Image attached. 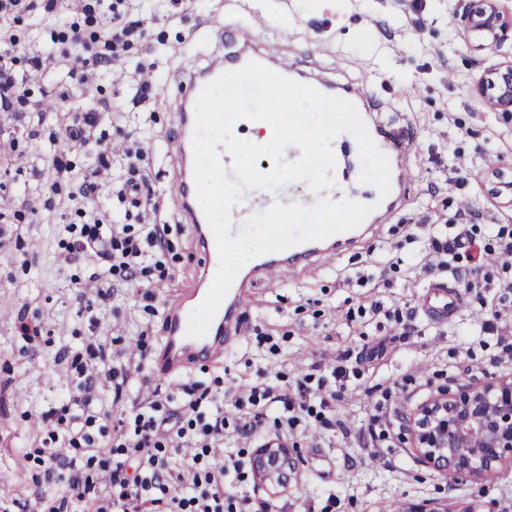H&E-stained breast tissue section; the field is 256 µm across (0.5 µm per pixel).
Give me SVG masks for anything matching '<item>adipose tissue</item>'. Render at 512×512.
Segmentation results:
<instances>
[{"label": "adipose tissue", "instance_id": "obj_1", "mask_svg": "<svg viewBox=\"0 0 512 512\" xmlns=\"http://www.w3.org/2000/svg\"><path fill=\"white\" fill-rule=\"evenodd\" d=\"M227 91L236 98L261 100L270 113L275 134L253 138L254 146L262 150L272 146L281 148L293 141L306 144L314 139H330L338 126L349 122L335 104L323 103L318 105L316 111L310 112L298 106L295 95L285 90H271L257 78L228 86Z\"/></svg>", "mask_w": 512, "mask_h": 512}]
</instances>
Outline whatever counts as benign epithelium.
Returning a JSON list of instances; mask_svg holds the SVG:
<instances>
[{
	"label": "benign epithelium",
	"mask_w": 512,
	"mask_h": 512,
	"mask_svg": "<svg viewBox=\"0 0 512 512\" xmlns=\"http://www.w3.org/2000/svg\"><path fill=\"white\" fill-rule=\"evenodd\" d=\"M456 17L458 33L469 39L512 43V11L504 12L501 0H473ZM480 91L494 110L512 112V61ZM401 420L424 463L443 475L481 478L512 464V379L459 383ZM251 466L260 483L277 488L288 484L299 461L287 445L268 444L256 449Z\"/></svg>",
	"instance_id": "benign-epithelium-1"
}]
</instances>
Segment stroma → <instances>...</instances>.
I'll use <instances>...</instances> for the list:
<instances>
[{
	"instance_id": "stroma-1",
	"label": "stroma",
	"mask_w": 512,
	"mask_h": 512,
	"mask_svg": "<svg viewBox=\"0 0 512 512\" xmlns=\"http://www.w3.org/2000/svg\"><path fill=\"white\" fill-rule=\"evenodd\" d=\"M458 0H135L142 23L125 62L113 68L97 43L85 56L97 89L85 96L67 66L29 80L25 55L73 26L93 28L70 13V0H57V18L34 11L14 26L17 45L9 51L29 87L30 109L0 112V497L25 500L38 472L34 450L45 431L38 414L61 406L70 391L68 365L58 350L84 349L90 338L109 350L134 348L146 336L144 365H151L165 334L169 300L203 266L192 225L173 204L177 194L181 98L188 61L206 62L213 52L237 55L246 38L277 46L295 71L339 86L367 84L370 111L385 127H409L416 150L410 159L408 195L382 224L352 246L299 269L282 282H262L236 312L246 333L229 343L220 364H200L182 380L153 377L162 393H178L180 381L213 393L240 380L266 374L295 384L322 351L347 358L354 395L337 400L328 427L315 436L294 433L288 447L299 471L287 486L268 488L254 477L229 473L224 493L267 502L269 512H400L433 502L448 512H512V466L483 479L444 476L420 459L399 423L464 376L512 377V357L495 336L473 335L488 313L489 296L462 291L463 304L440 321L422 308L431 275L421 273L427 225L455 222L461 202L476 214L473 236L491 243L493 227L512 225V114L490 111L478 86L512 60V48L466 41L456 35ZM152 65L142 81L138 63ZM57 103L46 112V100ZM97 110V135L120 143L141 158L158 201L147 224H168V247L155 251L140 276L154 286L153 298L133 288L116 289L109 307L87 313L76 298L82 283L101 267L69 265L62 255L70 239L64 227L80 223V206L51 193L54 132L75 115ZM469 178L460 181L459 169ZM395 249L397 264L382 272L384 287L359 284L370 261ZM176 272L160 281L161 270ZM386 308H415L410 331L390 321L369 323L370 300ZM36 327L20 335L21 324ZM387 408H377L383 390ZM384 423L379 447L358 438L372 421Z\"/></svg>"
}]
</instances>
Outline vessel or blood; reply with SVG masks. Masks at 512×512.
Instances as JSON below:
<instances>
[{"label": "vessel or blood", "instance_id": "1", "mask_svg": "<svg viewBox=\"0 0 512 512\" xmlns=\"http://www.w3.org/2000/svg\"><path fill=\"white\" fill-rule=\"evenodd\" d=\"M255 61L286 77H293V67L285 61H275L274 55L263 45H255L249 50L236 56L232 65H225L220 56H212L206 66L190 67L188 70L189 89L186 95L187 103L196 102L202 88L210 81L226 72L227 68H241L247 62ZM182 137L179 145V160L181 162L180 178L182 190L174 199V204L182 210L194 227L199 247L204 256V271L197 278L184 284L178 289L170 301L167 311V336L163 352L153 364L154 372L162 377L176 375L191 365L202 361L212 362L223 358L224 343L230 334L231 319L229 309L235 308L247 301L248 290L261 280L286 278L292 273L294 262H311L321 253L318 242L312 241L291 247L290 259H283L279 253L257 260L249 269L246 276L235 278L225 295L224 306L218 309L207 334L201 338L188 336V318L193 304L203 301L213 282L218 268V253L214 235L204 214L199 213L193 200L196 195L194 181V128L189 118H182ZM370 135L379 149L384 152L390 162L391 186L389 193L378 199L377 206L363 220L360 228L339 233L342 241L356 239L361 230L369 229L378 224L382 213L391 210L401 192L406 191L410 176L407 165L408 157L414 152L415 146L405 130L393 132L384 130L381 126H373ZM427 309L433 316L449 318L462 305V298L454 284L446 281H435L431 284Z\"/></svg>", "mask_w": 512, "mask_h": 512}]
</instances>
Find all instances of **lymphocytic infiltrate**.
<instances>
[{
  "label": "lymphocytic infiltrate",
  "mask_w": 512,
  "mask_h": 512,
  "mask_svg": "<svg viewBox=\"0 0 512 512\" xmlns=\"http://www.w3.org/2000/svg\"><path fill=\"white\" fill-rule=\"evenodd\" d=\"M91 24L110 37L113 63H120L129 42L142 33L140 21L129 16V0H113L110 10L100 8V0H73ZM71 47L28 55L31 70L46 72L66 64L82 91L93 87L85 60L74 52L80 36H73ZM460 219L450 225L445 237L431 238L423 258L425 272L450 269L460 253L477 250L476 269L459 273L463 288L483 292H512V226L500 225L492 246H477L468 220V208H461ZM168 225H147L144 235L132 234L127 225L109 223L105 215L89 210L88 221L71 226L72 244L65 263L95 261L102 265L98 284L79 286L78 296L86 310L107 307L117 282L137 284L149 250L164 249ZM501 277H491V269ZM87 362L77 370L76 383L68 402L73 414L51 409L42 412L48 430L42 451L41 476L33 480L32 502L0 499V512H33L34 505L46 503L41 490L48 482L61 492L49 512H268L266 502L242 496L224 495L225 406L237 415L234 432L238 440L258 442L265 431L263 406H277L284 416L285 431L303 428L298 411L307 399L319 398L329 405L344 394V367L332 366L317 390L304 384L294 387L265 381L239 384L232 403L223 397L203 402L192 384L182 383L183 398L176 406L162 407L157 392H149L133 417L131 428L113 424L112 446L99 453L93 427L97 421H111L113 407L119 406L131 383L143 372L142 363L125 356L109 359L104 344L91 340L86 346ZM136 464V475H129V464ZM47 504V503H46Z\"/></svg>",
  "instance_id": "1"
}]
</instances>
